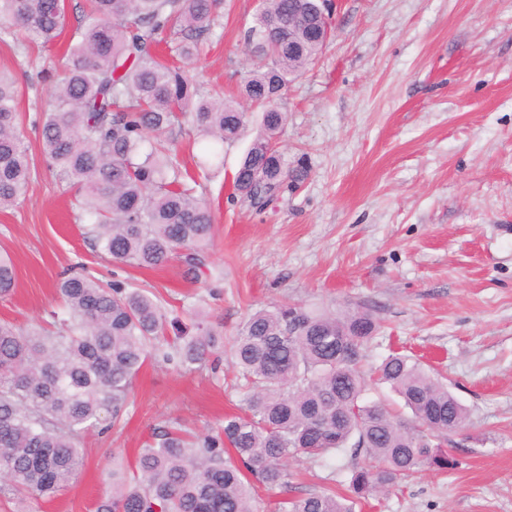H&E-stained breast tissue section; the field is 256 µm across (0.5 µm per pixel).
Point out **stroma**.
I'll list each match as a JSON object with an SVG mask.
<instances>
[{"instance_id": "1", "label": "stroma", "mask_w": 512, "mask_h": 512, "mask_svg": "<svg viewBox=\"0 0 512 512\" xmlns=\"http://www.w3.org/2000/svg\"><path fill=\"white\" fill-rule=\"evenodd\" d=\"M260 4L224 0L194 64L203 92L240 94L257 65L247 32ZM333 24L285 94L278 147L305 179L270 201L233 196L262 112L247 104L244 135L199 188L215 233L196 279L177 258L138 269L95 247L41 147L63 49L0 38L34 170L25 199L0 210V252L16 268L0 320L47 323L58 282L81 270L147 289L183 326L204 314L228 340L259 307L370 311L381 328L369 362L415 354L469 419L448 437L451 469L422 472L362 512H512V0H338ZM234 373L228 356L192 372L149 359L125 426L88 433L79 480L27 512H94L113 457L132 463L170 421L206 434L237 413ZM348 466L345 457L287 463L302 493L331 483L346 492Z\"/></svg>"}]
</instances>
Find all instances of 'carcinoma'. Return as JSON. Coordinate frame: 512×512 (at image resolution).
Masks as SVG:
<instances>
[{
	"label": "carcinoma",
	"instance_id": "carcinoma-1",
	"mask_svg": "<svg viewBox=\"0 0 512 512\" xmlns=\"http://www.w3.org/2000/svg\"><path fill=\"white\" fill-rule=\"evenodd\" d=\"M79 40L41 118V143L67 190L82 200L89 233L113 260L156 268L175 256L198 277L213 243L214 216L168 138L189 124L211 146L237 140L249 116L221 94L202 96L190 65L211 34L220 0H87ZM320 0H264L248 31L259 65L242 96L263 107L259 133L240 162L235 192L275 196L302 179L274 149L287 122L284 90L321 53ZM66 0H0L13 38L57 44ZM176 31L181 64L151 53ZM294 49H288V42ZM18 88L0 72V208L32 181L18 133ZM0 254V295L15 284ZM53 328L0 322V496L16 504L50 499L84 468L82 436L120 425L134 379L151 356L186 367L223 350L200 318L191 332L143 289L75 273L58 284ZM378 324L364 310L318 312L300 305L252 311L229 343L245 391L243 413L216 434L189 436L171 425L112 469L95 512H256L257 489L291 486L285 462L349 457L350 497L328 487L274 500V512H355L426 469L454 466L442 440L465 427L467 407L417 359L398 352L373 374L413 413L411 426L384 403L366 401V349ZM173 331L174 339L167 332Z\"/></svg>",
	"mask_w": 512,
	"mask_h": 512
}]
</instances>
